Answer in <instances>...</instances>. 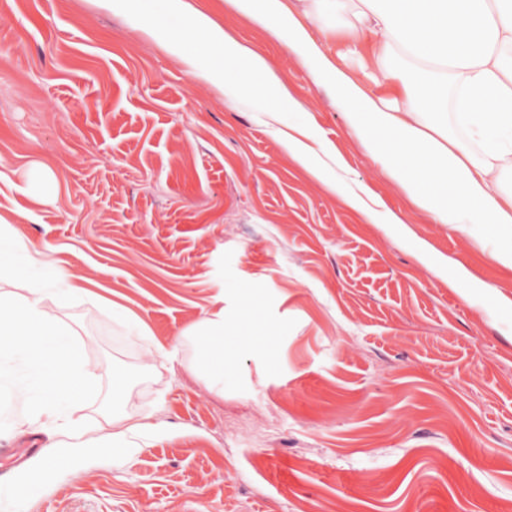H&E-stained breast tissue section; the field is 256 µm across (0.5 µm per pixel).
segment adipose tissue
Returning <instances> with one entry per match:
<instances>
[{
  "instance_id": "adipose-tissue-1",
  "label": "adipose tissue",
  "mask_w": 512,
  "mask_h": 512,
  "mask_svg": "<svg viewBox=\"0 0 512 512\" xmlns=\"http://www.w3.org/2000/svg\"><path fill=\"white\" fill-rule=\"evenodd\" d=\"M102 0L115 12L130 15L139 27L179 63L198 69L200 76L223 88L227 101L257 98L271 120L285 109L298 108L280 83L266 57L226 33L190 0ZM246 20L286 42L309 64L334 103L356 126L366 153L382 164L388 176L429 214L433 223L464 233L469 225H487L500 241L490 255L505 272H512V189L502 178L512 171V0H227ZM350 15L348 51L356 55L359 76L339 69L325 53L330 19ZM368 41V55L358 46ZM396 93H389V86ZM455 110L465 128L477 129L481 155L449 134L441 117ZM288 155L304 166L351 209L374 215L362 187L333 177L334 147L307 143L310 130L295 135L276 130ZM43 253L17 225L0 224V276L13 289L0 294V358L20 355L34 366L42 399L59 403L60 425L46 430L64 438V447L108 448L129 445L147 428L141 418L122 412L133 397L123 376L112 381V401L118 411L103 424L84 422L85 387L94 367L82 356L73 332L51 313L54 296L84 294L82 278L58 272L44 284L20 273V264L34 267ZM234 333L264 346L260 322L254 316L225 320L223 311L206 312L182 330L181 346L194 351L189 369L210 380L224 376V335ZM12 399L26 406L24 420L37 424L42 399L29 386L15 387Z\"/></svg>"
}]
</instances>
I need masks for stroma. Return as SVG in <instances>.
I'll list each match as a JSON object with an SVG mask.
<instances>
[{
	"instance_id": "obj_1",
	"label": "stroma",
	"mask_w": 512,
	"mask_h": 512,
	"mask_svg": "<svg viewBox=\"0 0 512 512\" xmlns=\"http://www.w3.org/2000/svg\"><path fill=\"white\" fill-rule=\"evenodd\" d=\"M274 66L298 110L281 128L329 142L365 217L288 157L256 99L176 63L97 0H0V217L44 254L39 276L89 277L56 306L96 367L152 414L137 447L60 450L26 512H505L512 506V273L490 229L432 223L362 149L311 68L224 0H192ZM50 168L54 182L38 175ZM415 239L404 238L402 227ZM477 281L432 276L416 239ZM134 311L138 336L101 299ZM255 305L270 337L224 339V380L142 364L208 310ZM53 440L0 432V512Z\"/></svg>"
}]
</instances>
